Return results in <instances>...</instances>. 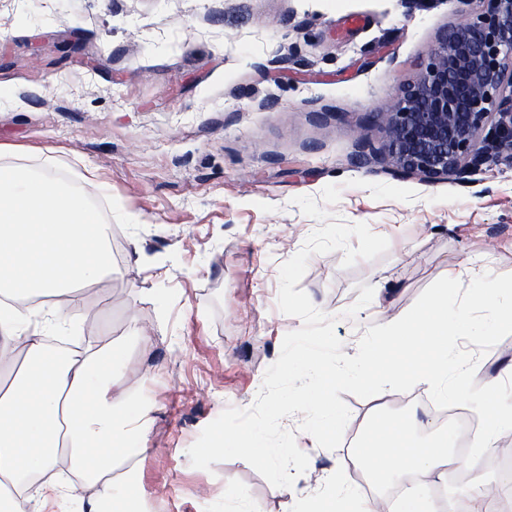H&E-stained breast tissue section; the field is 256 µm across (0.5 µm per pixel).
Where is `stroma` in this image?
<instances>
[{
    "mask_svg": "<svg viewBox=\"0 0 512 512\" xmlns=\"http://www.w3.org/2000/svg\"><path fill=\"white\" fill-rule=\"evenodd\" d=\"M458 0H0V164L81 188L112 227L114 272L74 299L66 342L126 346L115 371L146 412L136 492L161 512H305L362 492L346 446L327 450L284 418L309 457L293 487L247 462L211 470L187 451L227 407H250L300 319L277 306L279 271L319 226L294 204L341 185L331 212L389 241L345 268L311 256L299 287L336 319L346 355L366 329L408 312L448 272L512 273V166L398 179L378 115L414 79ZM145 332L150 343H140ZM346 438L417 416L440 425L425 386L343 394Z\"/></svg>",
    "mask_w": 512,
    "mask_h": 512,
    "instance_id": "1",
    "label": "stroma"
}]
</instances>
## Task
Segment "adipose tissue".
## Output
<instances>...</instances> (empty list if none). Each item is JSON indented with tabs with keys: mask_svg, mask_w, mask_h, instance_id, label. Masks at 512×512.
<instances>
[{
	"mask_svg": "<svg viewBox=\"0 0 512 512\" xmlns=\"http://www.w3.org/2000/svg\"><path fill=\"white\" fill-rule=\"evenodd\" d=\"M90 189H71L45 171L0 167V361L23 351L20 370L0 379V512H30L75 498L80 512H144L117 493L116 469L133 474L147 451L143 412L112 374L124 357L109 339L80 354L49 346L65 333L76 293L112 273L111 227ZM452 435L419 445L407 423L382 424L361 462L387 479L420 473L399 512H440L429 478H445ZM83 482L64 484L60 464Z\"/></svg>",
	"mask_w": 512,
	"mask_h": 512,
	"instance_id": "1",
	"label": "adipose tissue"
}]
</instances>
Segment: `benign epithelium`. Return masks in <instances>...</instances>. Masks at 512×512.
<instances>
[{
  "instance_id": "obj_1",
  "label": "benign epithelium",
  "mask_w": 512,
  "mask_h": 512,
  "mask_svg": "<svg viewBox=\"0 0 512 512\" xmlns=\"http://www.w3.org/2000/svg\"><path fill=\"white\" fill-rule=\"evenodd\" d=\"M464 19L380 113L386 171L462 183L483 167L512 165V0H459Z\"/></svg>"
}]
</instances>
